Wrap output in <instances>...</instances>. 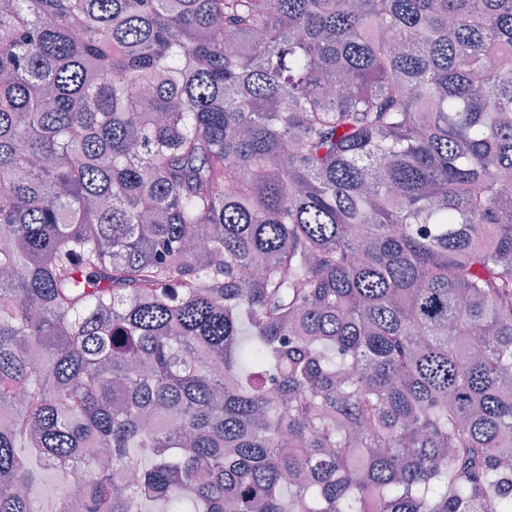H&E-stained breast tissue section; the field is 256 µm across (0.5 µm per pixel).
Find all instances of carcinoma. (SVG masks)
I'll use <instances>...</instances> for the list:
<instances>
[{"label":"carcinoma","mask_w":512,"mask_h":512,"mask_svg":"<svg viewBox=\"0 0 512 512\" xmlns=\"http://www.w3.org/2000/svg\"><path fill=\"white\" fill-rule=\"evenodd\" d=\"M0 410V512H512V0H0Z\"/></svg>","instance_id":"cac0c4a2"}]
</instances>
